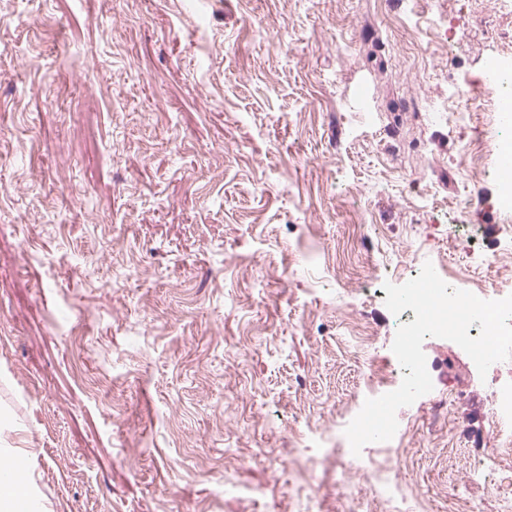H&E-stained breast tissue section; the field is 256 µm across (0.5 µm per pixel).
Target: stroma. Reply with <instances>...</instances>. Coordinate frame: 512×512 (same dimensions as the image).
<instances>
[{"label":"stroma","mask_w":512,"mask_h":512,"mask_svg":"<svg viewBox=\"0 0 512 512\" xmlns=\"http://www.w3.org/2000/svg\"><path fill=\"white\" fill-rule=\"evenodd\" d=\"M494 57L512 0H0V448L36 512H347L328 428L389 358L385 283L452 227L467 287L512 292L503 115L481 91L480 149L440 115ZM422 348L398 512L498 467L487 383ZM498 149L503 156L502 161L496 169V176L501 184L499 207L503 212L512 214L511 137L507 141L499 142Z\"/></svg>","instance_id":"35a3bbf8"}]
</instances>
